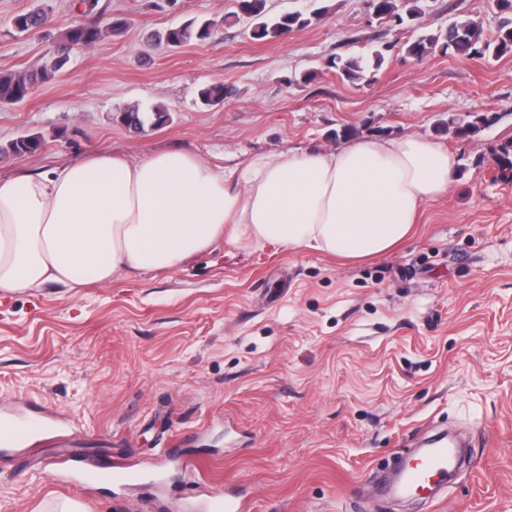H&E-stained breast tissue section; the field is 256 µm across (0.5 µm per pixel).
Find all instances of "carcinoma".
Wrapping results in <instances>:
<instances>
[{
	"label": "carcinoma",
	"instance_id": "obj_1",
	"mask_svg": "<svg viewBox=\"0 0 512 512\" xmlns=\"http://www.w3.org/2000/svg\"><path fill=\"white\" fill-rule=\"evenodd\" d=\"M496 5L501 18L496 34L492 37L485 35L481 22L466 19L452 23L437 34L419 35L401 45L396 42L384 43L373 49L367 58L336 56L332 58L330 67L336 69L345 80L355 84L366 80L367 73L378 72L385 63V53L395 47L416 60H422L436 51L444 55L469 59L486 56L500 58L512 54V0H496ZM372 6L380 15L395 19L397 26L403 25L407 20L416 19L420 14L416 4L411 5L406 14L398 13L395 0H373ZM238 9L253 19L251 37L259 41L284 38L295 30L311 25L313 19L326 11V8L320 7L309 14L290 12L272 16L267 11V0H238ZM80 15L86 17V20L74 21L62 31L59 42L46 52L45 61L40 67L0 73L1 105L27 101L38 84L52 80L66 69L73 48L93 46L109 36L121 34L126 28L124 20L104 16V10L97 5L91 11H80ZM44 23L46 20L35 10L17 14L12 20V25L18 27L20 34L36 32L44 28ZM211 29L210 20H192L180 26L155 32L149 36V41L157 48L182 46L209 38ZM231 95L232 89L222 83L205 85L198 93L199 103L205 107L222 104ZM168 120V109L161 105H155L148 110L135 105L125 108L121 114L122 123L134 129H141L147 124L160 126ZM451 128L457 136L467 137L480 129V126L476 122L453 115L448 117V120L441 119L437 123L439 131ZM43 145V136L23 135L7 146L0 147V155L31 154Z\"/></svg>",
	"mask_w": 512,
	"mask_h": 512
}]
</instances>
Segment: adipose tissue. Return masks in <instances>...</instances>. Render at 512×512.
Segmentation results:
<instances>
[{
	"instance_id": "adipose-tissue-1",
	"label": "adipose tissue",
	"mask_w": 512,
	"mask_h": 512,
	"mask_svg": "<svg viewBox=\"0 0 512 512\" xmlns=\"http://www.w3.org/2000/svg\"><path fill=\"white\" fill-rule=\"evenodd\" d=\"M457 156L418 134L264 153L227 168L109 149L0 177V294L101 286L174 270L217 240L340 259L384 254L455 181Z\"/></svg>"
}]
</instances>
